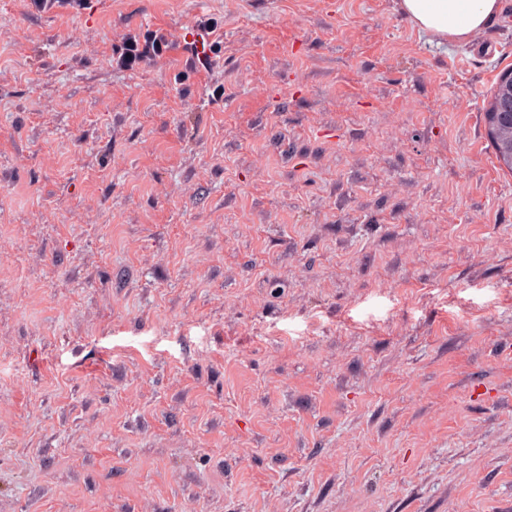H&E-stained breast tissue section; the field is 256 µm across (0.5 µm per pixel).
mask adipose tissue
<instances>
[{
  "label": "adipose tissue",
  "mask_w": 512,
  "mask_h": 512,
  "mask_svg": "<svg viewBox=\"0 0 512 512\" xmlns=\"http://www.w3.org/2000/svg\"><path fill=\"white\" fill-rule=\"evenodd\" d=\"M400 12L424 34L464 43L491 23L499 0H398Z\"/></svg>",
  "instance_id": "1"
}]
</instances>
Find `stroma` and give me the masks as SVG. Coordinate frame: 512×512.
Wrapping results in <instances>:
<instances>
[{"label":"stroma","mask_w":512,"mask_h":512,"mask_svg":"<svg viewBox=\"0 0 512 512\" xmlns=\"http://www.w3.org/2000/svg\"><path fill=\"white\" fill-rule=\"evenodd\" d=\"M512 0H0V512H512ZM398 7L424 34L465 43L495 19L500 5L499 0H398ZM498 95L492 100L489 112L502 122H512V70L500 72L497 79ZM484 123L485 128L487 123L492 128V132L490 131L487 134V138L491 142L496 158L499 161L500 153L507 148V145L512 144V128L496 126L493 117L489 116L488 112H484Z\"/></svg>","instance_id":"35a3bbf8"}]
</instances>
